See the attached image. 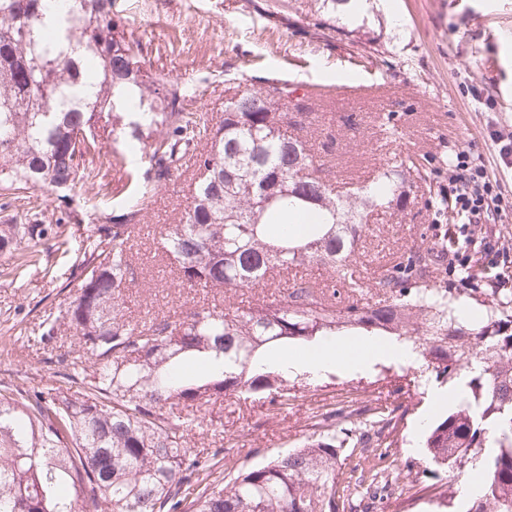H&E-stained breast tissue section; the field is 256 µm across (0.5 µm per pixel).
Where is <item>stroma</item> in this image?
I'll use <instances>...</instances> for the list:
<instances>
[{
  "instance_id": "obj_1",
  "label": "stroma",
  "mask_w": 512,
  "mask_h": 512,
  "mask_svg": "<svg viewBox=\"0 0 512 512\" xmlns=\"http://www.w3.org/2000/svg\"><path fill=\"white\" fill-rule=\"evenodd\" d=\"M115 8L145 69L174 84L204 87L203 97L186 109L209 124L223 120L226 98L253 79L277 74L328 86L316 100L327 135L315 153L340 186L368 179L386 161L428 159L429 179L415 189L406 218L398 223L376 216L361 233L357 266L366 302L377 300L380 282L411 245L440 248L432 222L458 223L454 211L438 218L432 213L441 203L437 171L451 151H469L496 181L504 209L490 211L486 222L512 248V167L504 166L488 137L493 126L512 132V0H376L365 53L353 48L359 35L309 27L295 0L285 6L276 0H116ZM476 86L489 107L475 106ZM388 114L392 124H382ZM86 165L92 179L64 197L34 187L26 192V208L0 192V224L25 223L33 210L49 236L67 237L74 248L68 255L43 254L41 268L17 279L10 274L14 257L0 253V387L33 393L71 386L59 352L44 350L39 325L73 300L75 251L85 247L99 215L125 212L129 178L143 175L148 162L127 155L106 116ZM195 177L189 153L155 184L135 238L139 278L126 291L130 318L176 315L193 297L174 287L158 232L190 205ZM288 382L293 399L274 416L259 402L225 400L224 446L240 465L255 467L291 449L328 415L377 420L392 409L398 422L395 490L441 483L454 492L449 505L426 498L411 512H468L472 501L457 488L470 464L436 466L418 437L420 419L434 424L449 412L426 394L428 385L447 386L446 376L380 361L366 371L333 370L317 378L293 371Z\"/></svg>"
}]
</instances>
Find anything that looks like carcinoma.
Here are the masks:
<instances>
[{"label": "carcinoma", "instance_id": "1", "mask_svg": "<svg viewBox=\"0 0 512 512\" xmlns=\"http://www.w3.org/2000/svg\"><path fill=\"white\" fill-rule=\"evenodd\" d=\"M370 0H301V14L325 26L341 13L342 28L369 23ZM55 0H0V190L14 195L42 186L72 189L87 181L76 147L104 114L119 136L149 159L135 182V203L93 228L80 265L81 286L64 314L40 323V341L73 339L71 382L78 389L19 400L0 389V512H359L370 499L392 507L390 448L383 426L363 425L341 455L336 425L265 464L242 468L221 449L192 452L191 436L213 422L210 408L224 399L262 396L284 408L291 398L288 370L258 359L269 343L315 346L340 333L365 331L413 340L433 368L449 374L469 363L486 365L480 392L440 419L425 444L439 466L479 457L483 493L469 512H512V324L509 315L470 312L480 329L466 336V306L448 288L439 253L411 250L383 281L384 297L339 306L336 288L320 299L296 283L284 296L225 311L220 299L246 288H269L275 278L307 263L338 275L355 292L358 232L376 212L392 218L408 208L410 158L383 163L346 192L317 162L312 94L302 82L268 77L224 101V119L210 126L184 111L186 94L143 69L128 40L115 0H69L57 23L45 24ZM205 172L176 224L159 231L174 260V280L202 288L213 301L178 317L154 314L134 322L124 312L140 213L151 182L164 178L195 141ZM0 224V252L42 239L47 228ZM495 430L493 449H486ZM384 446L367 454L369 433Z\"/></svg>", "mask_w": 512, "mask_h": 512}]
</instances>
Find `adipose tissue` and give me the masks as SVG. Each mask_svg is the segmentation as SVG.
Wrapping results in <instances>:
<instances>
[{"label":"adipose tissue","mask_w":512,"mask_h":512,"mask_svg":"<svg viewBox=\"0 0 512 512\" xmlns=\"http://www.w3.org/2000/svg\"><path fill=\"white\" fill-rule=\"evenodd\" d=\"M386 359L406 366H418V356L412 344L404 341L379 343L370 336L356 340L336 337L321 342L311 352L286 360L289 370L317 376L331 368L363 370L376 359Z\"/></svg>","instance_id":"adipose-tissue-1"}]
</instances>
